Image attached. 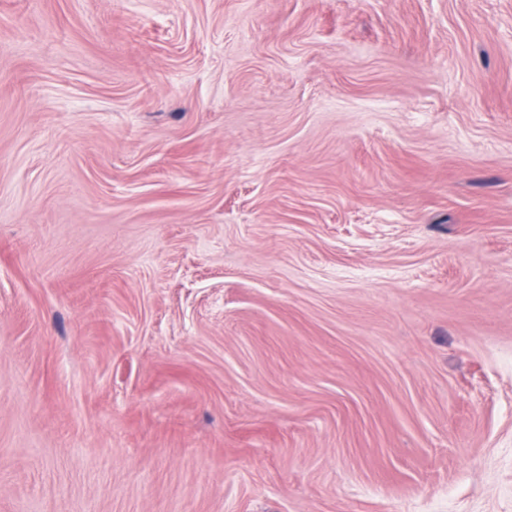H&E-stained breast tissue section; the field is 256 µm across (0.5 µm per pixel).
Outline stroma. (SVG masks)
Returning <instances> with one entry per match:
<instances>
[{"label":"stroma","instance_id":"stroma-1","mask_svg":"<svg viewBox=\"0 0 512 512\" xmlns=\"http://www.w3.org/2000/svg\"><path fill=\"white\" fill-rule=\"evenodd\" d=\"M0 512H512V0H0Z\"/></svg>","mask_w":512,"mask_h":512}]
</instances>
